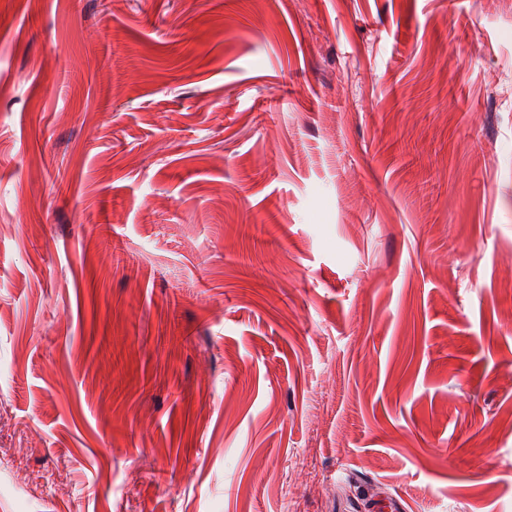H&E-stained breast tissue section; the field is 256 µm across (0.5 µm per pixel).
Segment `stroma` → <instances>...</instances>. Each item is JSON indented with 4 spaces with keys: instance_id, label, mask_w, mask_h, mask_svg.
<instances>
[{
    "instance_id": "35a3bbf8",
    "label": "stroma",
    "mask_w": 512,
    "mask_h": 512,
    "mask_svg": "<svg viewBox=\"0 0 512 512\" xmlns=\"http://www.w3.org/2000/svg\"><path fill=\"white\" fill-rule=\"evenodd\" d=\"M512 512V0H0V512Z\"/></svg>"
}]
</instances>
